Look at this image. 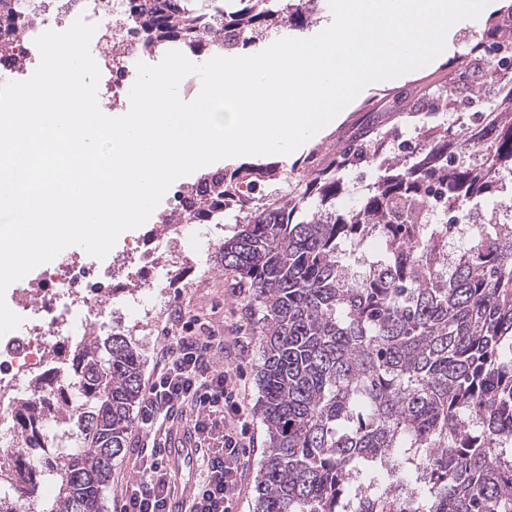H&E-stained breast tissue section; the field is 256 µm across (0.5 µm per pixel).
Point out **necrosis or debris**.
I'll return each instance as SVG.
<instances>
[{"label":"necrosis or debris","instance_id":"obj_1","mask_svg":"<svg viewBox=\"0 0 512 512\" xmlns=\"http://www.w3.org/2000/svg\"><path fill=\"white\" fill-rule=\"evenodd\" d=\"M127 2L0 0V84L30 77L40 61L35 38L48 30H67L80 17L96 27L90 52L100 70L97 98L114 108L126 107V87L138 63L160 62L171 50L203 63L241 41L237 31L213 25L224 14V0H190L191 12L212 26L199 43H184L155 30L146 16L130 13ZM181 236L180 224H168L160 234L131 247L125 263L128 283H138L142 265ZM112 277L111 265L101 259L63 251L28 286L15 289L12 310L22 322L0 336V452L19 455L20 442L9 423L14 402L45 375L67 368L63 350L81 341L89 324L112 309Z\"/></svg>","mask_w":512,"mask_h":512}]
</instances>
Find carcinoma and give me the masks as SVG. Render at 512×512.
Returning a JSON list of instances; mask_svg holds the SVG:
<instances>
[{
	"label": "carcinoma",
	"instance_id": "cac0c4a2",
	"mask_svg": "<svg viewBox=\"0 0 512 512\" xmlns=\"http://www.w3.org/2000/svg\"><path fill=\"white\" fill-rule=\"evenodd\" d=\"M305 0H253L224 14L238 51L315 20ZM150 24L184 41L206 31L185 0H155ZM469 56L489 61L475 81L454 63L415 124L418 144L398 154L397 128L359 132L333 153L311 151L288 195L233 214L217 259L262 313L259 414L267 444L253 512H512V217H490L453 259L448 238L483 203L512 201V4ZM475 104L468 127L440 115ZM374 165L352 207L346 175ZM268 164L216 171L198 199L203 217L227 206L226 185L257 189ZM373 236L382 252L368 256ZM71 370L20 398L14 432L32 448L37 403L72 451L8 466L0 512H18L42 478L58 479L51 512H104L112 461L126 448L141 400L142 352L110 329L66 352Z\"/></svg>",
	"mask_w": 512,
	"mask_h": 512
}]
</instances>
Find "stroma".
Here are the masks:
<instances>
[{
	"label": "stroma",
	"instance_id": "stroma-1",
	"mask_svg": "<svg viewBox=\"0 0 512 512\" xmlns=\"http://www.w3.org/2000/svg\"><path fill=\"white\" fill-rule=\"evenodd\" d=\"M435 69H427L390 86H377L364 92L356 101L347 105L344 119L325 130L320 136L306 141L288 155L275 156L274 161L283 169V179L268 184L265 193L268 201L279 199L288 188L290 179L298 178V164L313 149L331 152L339 149L357 128H377L386 123L389 112L401 93L413 87H426L435 76ZM202 224L186 225L181 240L183 254L171 258L169 253H160L163 265L171 267L179 274L181 282L173 288L161 285L160 278H153L154 300L148 313L132 317L121 324V330L131 335L142 347L143 376H150L156 362V354L165 342L166 330L170 325V315L174 309H181L183 319L193 317L218 322L224 316L241 312L244 302L236 298L230 280L224 269L214 261L213 253L198 251L197 238L205 232ZM248 348L244 356L246 382L250 395L249 418L258 442L266 440L265 427L257 414L259 389L255 381V371L261 358L260 330L256 321L244 323Z\"/></svg>",
	"mask_w": 512,
	"mask_h": 512
}]
</instances>
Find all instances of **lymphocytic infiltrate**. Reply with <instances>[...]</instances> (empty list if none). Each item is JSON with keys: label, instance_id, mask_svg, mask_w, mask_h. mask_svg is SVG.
Listing matches in <instances>:
<instances>
[{"label": "lymphocytic infiltrate", "instance_id": "f902f5d3", "mask_svg": "<svg viewBox=\"0 0 512 512\" xmlns=\"http://www.w3.org/2000/svg\"><path fill=\"white\" fill-rule=\"evenodd\" d=\"M234 330L228 340L220 327L201 320L172 321L138 411V422L147 429V440L133 460L139 479L126 483L117 512H170L174 482L166 429L179 420L190 424L204 466L185 512H236L254 437L239 364L247 346L243 324ZM219 356L231 361L221 372L214 367Z\"/></svg>", "mask_w": 512, "mask_h": 512}]
</instances>
